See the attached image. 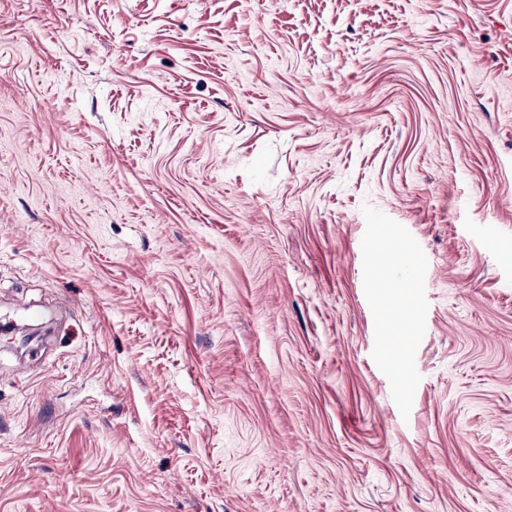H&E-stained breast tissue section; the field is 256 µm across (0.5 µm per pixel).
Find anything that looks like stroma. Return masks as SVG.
Instances as JSON below:
<instances>
[{
    "label": "stroma",
    "mask_w": 512,
    "mask_h": 512,
    "mask_svg": "<svg viewBox=\"0 0 512 512\" xmlns=\"http://www.w3.org/2000/svg\"><path fill=\"white\" fill-rule=\"evenodd\" d=\"M0 512H512V0H0Z\"/></svg>",
    "instance_id": "stroma-1"
}]
</instances>
